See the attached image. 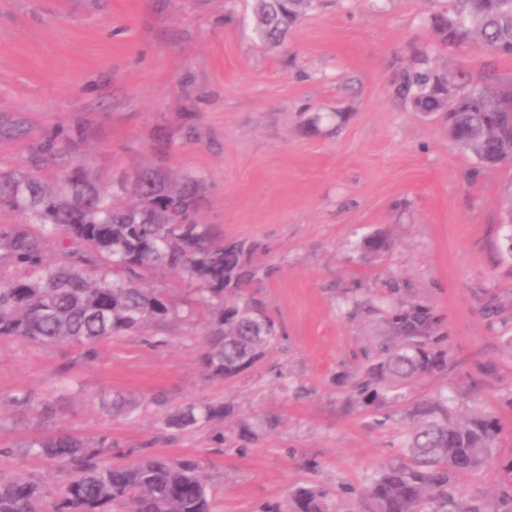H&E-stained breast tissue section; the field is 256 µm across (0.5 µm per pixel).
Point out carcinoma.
Returning <instances> with one entry per match:
<instances>
[{"mask_svg":"<svg viewBox=\"0 0 512 512\" xmlns=\"http://www.w3.org/2000/svg\"><path fill=\"white\" fill-rule=\"evenodd\" d=\"M313 0H256V31L269 44L281 41ZM437 41L446 48L480 44L509 55L512 0H448L431 18ZM397 95L418 112L443 113L448 134L485 168L512 166V79H487L463 68L440 69L427 62L403 71ZM199 183L148 169L115 185H103L81 164L59 174L52 186L33 171L0 172V206L28 212L50 229H64L88 254L76 252L67 265L47 263L40 240L16 226L0 234L6 251L28 273L0 287V336L41 344H79L87 362L100 343L142 331L176 315L168 297L146 285L145 274L167 268L197 283L210 317L206 372L230 379L256 364L278 339V326L262 305L245 293L260 267L257 247L226 240L196 220ZM389 248L386 235L363 242L372 259ZM434 319L412 306L390 322L380 359L357 383L369 401L380 390L399 387L446 364L431 336ZM224 418V406L192 407L164 419L183 429ZM501 435L486 413L455 415L448 396L438 393L407 410L399 457L385 465L362 492L365 512H504L490 500L475 507L454 490L460 476L481 471ZM37 451L66 473L60 491L47 495L24 477L0 478V512H214L215 500L193 457L171 459L136 448L130 464L107 463L112 441L59 434L31 440ZM328 494L301 486L289 494L288 512H329Z\"/></svg>","mask_w":512,"mask_h":512,"instance_id":"cac0c4a2","label":"carcinoma"}]
</instances>
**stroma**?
Instances as JSON below:
<instances>
[{"label": "stroma", "instance_id": "35a3bbf8", "mask_svg": "<svg viewBox=\"0 0 512 512\" xmlns=\"http://www.w3.org/2000/svg\"><path fill=\"white\" fill-rule=\"evenodd\" d=\"M254 0H0V170L59 173L37 151L54 139L103 183L158 168L201 183L197 218L259 246L250 291L280 325L276 346L224 381L200 355L208 317L184 301L195 284L167 269L151 288L180 305L162 328L82 347L0 337V475L55 493L63 472L25 442L111 436L115 453L152 446L202 462L218 512H285L296 487L359 512L360 493L401 453L406 409L447 393L502 428L492 460L459 478L481 504L512 495V259L502 188L448 123L395 94L428 57L442 68L512 77V58L481 46L435 47L445 0H318L276 46L263 45ZM394 245L369 260L363 239ZM422 305L444 369L363 399L354 385L399 309ZM30 394V406L12 405ZM221 404L182 430L164 419ZM275 428L262 427L267 417ZM255 427L238 436L240 422Z\"/></svg>", "mask_w": 512, "mask_h": 512}]
</instances>
